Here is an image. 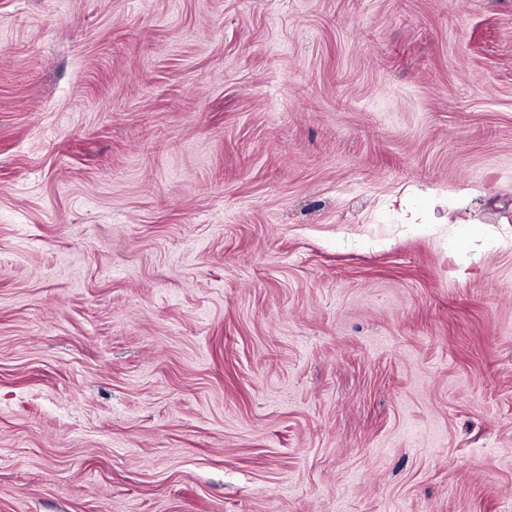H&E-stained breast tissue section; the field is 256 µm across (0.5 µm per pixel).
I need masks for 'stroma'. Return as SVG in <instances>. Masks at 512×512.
<instances>
[{
    "mask_svg": "<svg viewBox=\"0 0 512 512\" xmlns=\"http://www.w3.org/2000/svg\"><path fill=\"white\" fill-rule=\"evenodd\" d=\"M0 512H512V0H0Z\"/></svg>",
    "mask_w": 512,
    "mask_h": 512,
    "instance_id": "1",
    "label": "stroma"
}]
</instances>
